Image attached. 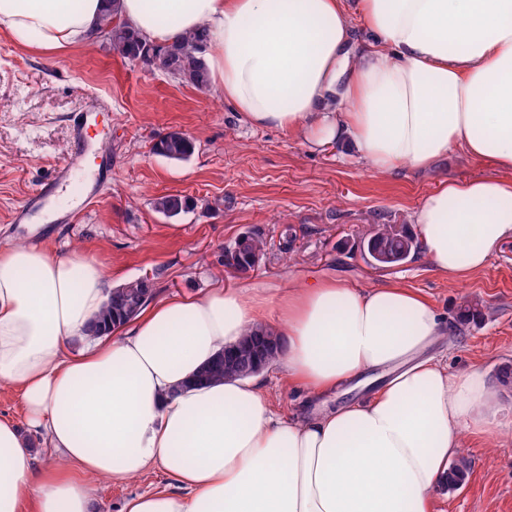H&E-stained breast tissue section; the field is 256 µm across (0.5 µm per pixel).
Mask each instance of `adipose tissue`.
Listing matches in <instances>:
<instances>
[{"instance_id":"obj_1","label":"adipose tissue","mask_w":512,"mask_h":512,"mask_svg":"<svg viewBox=\"0 0 512 512\" xmlns=\"http://www.w3.org/2000/svg\"><path fill=\"white\" fill-rule=\"evenodd\" d=\"M104 8L0 0V33L46 53L85 45ZM118 15L161 47L203 33L212 84L252 126L346 143L380 174L453 150L497 169L442 182L415 211L437 272L468 278L512 239V0H119ZM111 292L85 252L0 246V390L20 394L58 456L34 467L0 416V512H95L97 480L156 469L171 489L132 495L120 512H434L464 433L497 409L478 371L449 372L434 353L448 330L412 288H217L87 335ZM258 328L309 396L375 369L389 377L310 419L276 414L255 376L195 384Z\"/></svg>"}]
</instances>
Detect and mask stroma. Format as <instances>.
<instances>
[{
  "mask_svg": "<svg viewBox=\"0 0 512 512\" xmlns=\"http://www.w3.org/2000/svg\"><path fill=\"white\" fill-rule=\"evenodd\" d=\"M218 90L201 91L95 42L55 54L17 48L0 38V245L38 227L41 242L66 253L85 250L119 286L149 277L152 297L198 295L245 285L288 287L327 277L355 288L396 282L430 298L448 328L449 371L477 370L500 404L487 431L468 435L460 454L468 466L458 489L439 487L438 512H512V240L502 243L477 274L457 280L415 259L391 268L368 263L365 235L380 224H411L424 197L441 181L490 175L457 153L426 172L401 166L378 174L354 152L312 146L299 136L250 125ZM110 109L113 136H97L93 155L112 159V179L83 204L71 188V220L48 210L32 225L12 223L16 205L47 181L70 152L69 117L91 100ZM186 133L194 153L173 160L153 152L159 135ZM179 193L193 209L174 217L155 199ZM256 234L267 242L254 271L224 266V248ZM479 302L482 315L462 325L461 305ZM276 411L312 417L321 402L289 388L279 366L261 375ZM158 470L115 483L99 480L100 512H119L128 496L166 486Z\"/></svg>",
  "mask_w": 512,
  "mask_h": 512,
  "instance_id": "obj_1",
  "label": "stroma"
}]
</instances>
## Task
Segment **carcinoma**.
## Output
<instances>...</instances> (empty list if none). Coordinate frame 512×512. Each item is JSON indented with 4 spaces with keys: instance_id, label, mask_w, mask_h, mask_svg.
Instances as JSON below:
<instances>
[{
    "instance_id": "1",
    "label": "carcinoma",
    "mask_w": 512,
    "mask_h": 512,
    "mask_svg": "<svg viewBox=\"0 0 512 512\" xmlns=\"http://www.w3.org/2000/svg\"><path fill=\"white\" fill-rule=\"evenodd\" d=\"M115 9L105 11L100 27L102 41L109 50H113L130 61H140L154 70L170 75L197 89L209 88V71L200 56L204 35L197 33L170 47H150L126 24L115 22ZM157 154L175 160L191 156L194 144L191 139L175 134L159 136L154 145ZM193 201L181 194H163L156 198L155 208L164 215L176 216L189 210ZM265 243L254 236L243 237L241 245L235 251H225L226 266L241 270L249 264V258L256 251L264 250ZM368 248L382 254L397 257L395 263L404 262L411 253L419 250L411 236L395 231V225L382 224L375 231V239ZM148 300L146 285L139 279L124 283L111 292L108 302L89 326L95 336L108 333L112 327L133 317ZM236 373L224 367L223 353H218L200 368L196 375L198 382H208L224 377H234ZM467 465L461 461L449 470L448 488L457 489L465 482Z\"/></svg>"
}]
</instances>
